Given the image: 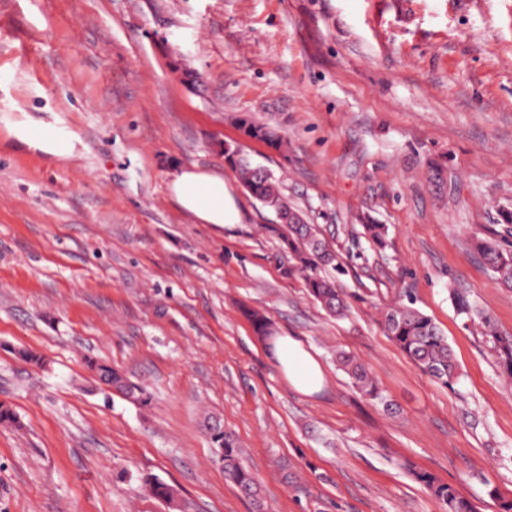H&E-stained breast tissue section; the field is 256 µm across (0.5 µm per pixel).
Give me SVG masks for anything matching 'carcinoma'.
Listing matches in <instances>:
<instances>
[{
	"instance_id": "1",
	"label": "carcinoma",
	"mask_w": 512,
	"mask_h": 512,
	"mask_svg": "<svg viewBox=\"0 0 512 512\" xmlns=\"http://www.w3.org/2000/svg\"><path fill=\"white\" fill-rule=\"evenodd\" d=\"M236 122L246 139L264 141L278 149L284 146L283 140L273 134L267 125L257 123L248 116H240L236 118ZM227 162L238 174L245 189L264 207H277L285 213L292 211L273 175L258 171L249 160L241 159L236 163L229 158ZM361 228V236L374 248L382 250L386 247V225L363 224ZM279 234L288 259L285 272L298 273L309 295L329 315L345 316L350 308L348 296L327 274V269H336V255L316 225L283 224ZM473 247L489 266L495 280L505 287L512 288V249L491 239H477ZM453 298L458 314L480 325L482 335L493 345L503 372L512 377V340L498 336L492 318L475 309L466 296L455 291ZM244 315L258 337L272 335L271 323L263 314L247 310ZM382 325L398 349L423 373L444 387L453 386L459 376L458 365L446 336L429 316L413 307L399 305L385 312ZM337 362L364 397L375 402L383 401L379 387L363 364L345 353L338 356ZM90 369L95 371L98 381L111 384L112 391L125 400L142 406L150 402L151 396L144 387L131 382L112 365L92 360ZM203 427L214 447L221 452L218 460L224 467L225 475L242 493L254 500L257 499L256 479L242 463L241 449L237 442L224 432L222 423L213 415L205 418ZM415 477L440 503L442 512H476L474 504L461 495L455 486L438 480L428 472H417ZM145 485L150 494L165 503L172 512L179 508V496L173 486L155 479L145 480Z\"/></svg>"
}]
</instances>
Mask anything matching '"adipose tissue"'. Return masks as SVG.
<instances>
[{
	"label": "adipose tissue",
	"mask_w": 512,
	"mask_h": 512,
	"mask_svg": "<svg viewBox=\"0 0 512 512\" xmlns=\"http://www.w3.org/2000/svg\"><path fill=\"white\" fill-rule=\"evenodd\" d=\"M171 200L202 224H234L238 209L228 191L223 174L196 166L175 169L167 183ZM275 357L289 383L309 394L324 380L323 370L309 349L292 336L270 339Z\"/></svg>",
	"instance_id": "ef3b65f1"
}]
</instances>
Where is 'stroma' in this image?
<instances>
[{
  "label": "stroma",
  "instance_id": "1",
  "mask_svg": "<svg viewBox=\"0 0 512 512\" xmlns=\"http://www.w3.org/2000/svg\"><path fill=\"white\" fill-rule=\"evenodd\" d=\"M249 114L287 143L240 140ZM73 133L43 152L18 123ZM239 141L332 241L347 317L284 272L275 214L229 169ZM183 164L220 170L236 224L170 200ZM512 213V0H0V512H441L413 476L478 512L512 495V378L452 291L512 339V288L472 253ZM388 225L384 251L359 216ZM413 303L459 377L443 387L386 335ZM325 372L290 386L241 305ZM36 352L41 365L23 361ZM365 364L391 410L336 363ZM120 369L147 406L104 388ZM218 415L259 499L229 481L201 425ZM90 369L95 371L99 383L112 384V391L121 395L125 400L133 404L147 405L151 396L144 387L131 382L118 368L110 364L98 361H89ZM415 477L440 503L443 512H476L474 504L461 495L455 486L438 480L428 472H417ZM145 485L148 487L150 494L165 503L171 511H175L179 508V496L173 486L155 479H146Z\"/></svg>",
  "mask_w": 512,
  "mask_h": 512
}]
</instances>
